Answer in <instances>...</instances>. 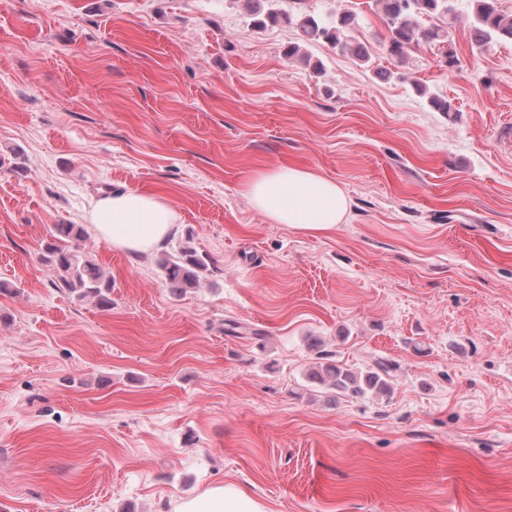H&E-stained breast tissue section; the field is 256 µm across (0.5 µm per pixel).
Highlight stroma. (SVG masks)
I'll return each instance as SVG.
<instances>
[{
	"instance_id": "1",
	"label": "stroma",
	"mask_w": 512,
	"mask_h": 512,
	"mask_svg": "<svg viewBox=\"0 0 512 512\" xmlns=\"http://www.w3.org/2000/svg\"><path fill=\"white\" fill-rule=\"evenodd\" d=\"M269 5L354 11L369 62L318 44L315 75L245 0H0L6 512H173L226 482L272 512H512V43L476 46L450 0L458 66L400 63L374 0ZM281 165L336 180L347 223L255 210L244 181ZM106 190L180 216L146 254L79 241L108 310L41 259ZM188 235L214 268L180 295L159 263ZM319 358L390 360L392 389L329 396Z\"/></svg>"
}]
</instances>
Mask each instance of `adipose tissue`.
Instances as JSON below:
<instances>
[{"label":"adipose tissue","mask_w":512,"mask_h":512,"mask_svg":"<svg viewBox=\"0 0 512 512\" xmlns=\"http://www.w3.org/2000/svg\"><path fill=\"white\" fill-rule=\"evenodd\" d=\"M252 205L274 224L310 234L334 230L349 218V198L336 180L319 173L277 167L253 173L244 182ZM95 236L114 250L139 254L159 248L179 215L163 194L128 191L101 197L88 212ZM174 512H272L264 503L227 483L177 501Z\"/></svg>","instance_id":"adipose-tissue-1"}]
</instances>
